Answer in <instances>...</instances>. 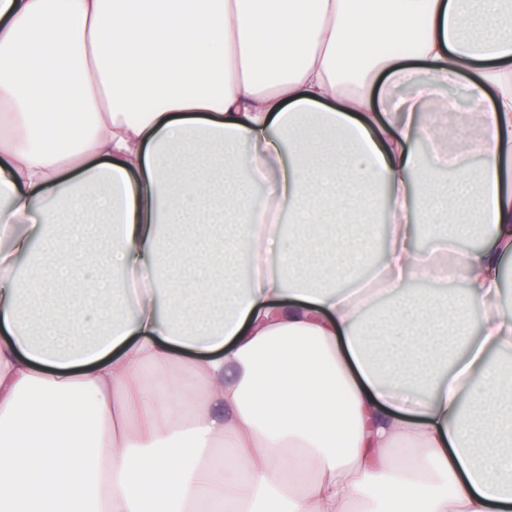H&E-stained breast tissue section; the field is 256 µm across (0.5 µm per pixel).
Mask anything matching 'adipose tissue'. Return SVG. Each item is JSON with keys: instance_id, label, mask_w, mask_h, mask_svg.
<instances>
[{"instance_id": "1", "label": "adipose tissue", "mask_w": 512, "mask_h": 512, "mask_svg": "<svg viewBox=\"0 0 512 512\" xmlns=\"http://www.w3.org/2000/svg\"><path fill=\"white\" fill-rule=\"evenodd\" d=\"M509 255L512 0H0V512H512Z\"/></svg>"}]
</instances>
